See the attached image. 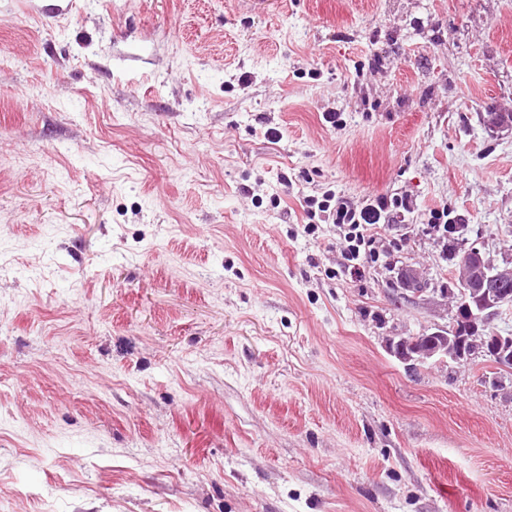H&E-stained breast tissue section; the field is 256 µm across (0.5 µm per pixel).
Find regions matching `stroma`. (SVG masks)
Wrapping results in <instances>:
<instances>
[{
	"label": "stroma",
	"instance_id": "obj_1",
	"mask_svg": "<svg viewBox=\"0 0 512 512\" xmlns=\"http://www.w3.org/2000/svg\"><path fill=\"white\" fill-rule=\"evenodd\" d=\"M1 51L0 512H512V383L387 350L512 261V0H0ZM330 189L413 203L361 274Z\"/></svg>",
	"mask_w": 512,
	"mask_h": 512
}]
</instances>
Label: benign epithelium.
Here are the masks:
<instances>
[{"mask_svg": "<svg viewBox=\"0 0 512 512\" xmlns=\"http://www.w3.org/2000/svg\"><path fill=\"white\" fill-rule=\"evenodd\" d=\"M460 267L459 291L471 293L473 304L455 310L448 330L432 333L426 345L400 337L389 340V352L409 370L456 354L462 358L491 355L512 374V336H503L490 326L494 318L512 309V264L496 266L480 250L470 249L463 252Z\"/></svg>", "mask_w": 512, "mask_h": 512, "instance_id": "obj_1", "label": "benign epithelium"}]
</instances>
